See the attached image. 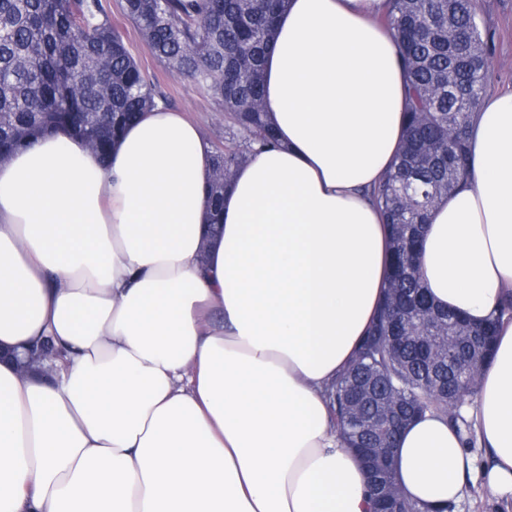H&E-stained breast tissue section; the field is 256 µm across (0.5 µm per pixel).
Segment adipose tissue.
<instances>
[{
    "mask_svg": "<svg viewBox=\"0 0 512 512\" xmlns=\"http://www.w3.org/2000/svg\"><path fill=\"white\" fill-rule=\"evenodd\" d=\"M386 0H288L264 65L278 147L254 153L206 237L213 152L160 107L107 160L64 131L0 163V512H368L327 389L376 319L388 226L365 196L404 138ZM464 186L417 264L480 321L512 300V93L485 98ZM65 353L21 370L45 338ZM468 414L489 495L512 501V317ZM403 492L459 503L473 462L447 418L395 441Z\"/></svg>",
    "mask_w": 512,
    "mask_h": 512,
    "instance_id": "obj_1",
    "label": "adipose tissue"
}]
</instances>
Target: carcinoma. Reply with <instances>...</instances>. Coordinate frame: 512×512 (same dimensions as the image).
Returning <instances> with one entry per match:
<instances>
[{
  "label": "carcinoma",
  "mask_w": 512,
  "mask_h": 512,
  "mask_svg": "<svg viewBox=\"0 0 512 512\" xmlns=\"http://www.w3.org/2000/svg\"><path fill=\"white\" fill-rule=\"evenodd\" d=\"M288 0H119L149 52L224 112L230 138L215 146L224 180L211 183V223L236 169L277 139L263 105V62ZM405 73L406 134L397 162L371 191L390 229L384 302L353 363L328 388L336 432L367 468L370 512L394 487L392 512L421 508L397 488L394 470L373 469L367 450L395 444L377 426L386 404L416 418L442 414L472 447L460 413L490 359L512 305L474 324L431 301L417 251L435 203L467 178L468 135L488 78L487 43L472 0H387ZM167 97L139 65L102 0H0V153L66 129L108 152L124 128Z\"/></svg>",
  "instance_id": "cac0c4a2"
}]
</instances>
